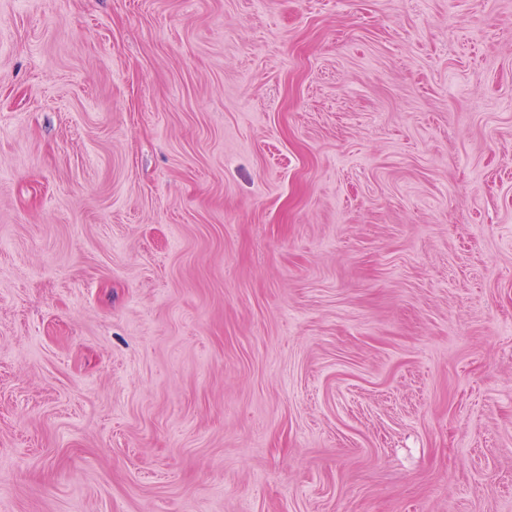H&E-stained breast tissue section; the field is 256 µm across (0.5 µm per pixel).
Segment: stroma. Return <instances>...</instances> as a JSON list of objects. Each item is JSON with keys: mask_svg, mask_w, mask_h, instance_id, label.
Listing matches in <instances>:
<instances>
[{"mask_svg": "<svg viewBox=\"0 0 512 512\" xmlns=\"http://www.w3.org/2000/svg\"><path fill=\"white\" fill-rule=\"evenodd\" d=\"M0 512H512V0H0Z\"/></svg>", "mask_w": 512, "mask_h": 512, "instance_id": "obj_1", "label": "stroma"}]
</instances>
